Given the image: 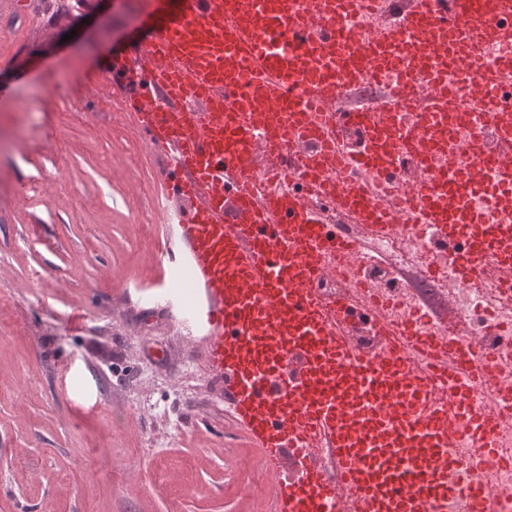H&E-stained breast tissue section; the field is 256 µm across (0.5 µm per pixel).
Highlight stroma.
Segmentation results:
<instances>
[{
    "label": "stroma",
    "mask_w": 512,
    "mask_h": 512,
    "mask_svg": "<svg viewBox=\"0 0 512 512\" xmlns=\"http://www.w3.org/2000/svg\"><path fill=\"white\" fill-rule=\"evenodd\" d=\"M0 0V512H269L201 339L156 300L159 160L102 83L155 0Z\"/></svg>",
    "instance_id": "obj_1"
}]
</instances>
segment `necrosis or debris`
Wrapping results in <instances>:
<instances>
[{
	"instance_id": "obj_1",
	"label": "necrosis or debris",
	"mask_w": 512,
	"mask_h": 512,
	"mask_svg": "<svg viewBox=\"0 0 512 512\" xmlns=\"http://www.w3.org/2000/svg\"><path fill=\"white\" fill-rule=\"evenodd\" d=\"M363 275L397 321L424 318L430 300L448 296L454 318L466 323L469 335L483 338L493 354L496 368L489 388H512V298L490 282H457L452 258L435 247L432 232H423L411 248L397 238L376 239ZM500 437L503 455L488 468L476 467L481 451L469 440H462L458 454L473 462L475 479L498 490V512H512V429L502 431Z\"/></svg>"
}]
</instances>
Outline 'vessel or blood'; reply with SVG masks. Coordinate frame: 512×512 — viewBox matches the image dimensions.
<instances>
[{"label":"vessel or blood","mask_w":512,"mask_h":512,"mask_svg":"<svg viewBox=\"0 0 512 512\" xmlns=\"http://www.w3.org/2000/svg\"><path fill=\"white\" fill-rule=\"evenodd\" d=\"M371 20L350 28L349 16ZM157 34L112 59L164 159L163 253L177 328L204 336L232 420L278 476L271 512H496L456 452L497 456V400L478 398L484 343L388 321L353 270L368 242L433 228L464 242L461 283L512 289V225L473 222V172L512 184V103L482 49L512 45V0H161ZM382 84L372 106L341 90ZM488 113L480 132L450 118ZM361 141L337 151L349 129ZM292 177L293 189L275 182ZM348 214L363 235L328 223Z\"/></svg>","instance_id":"1"}]
</instances>
